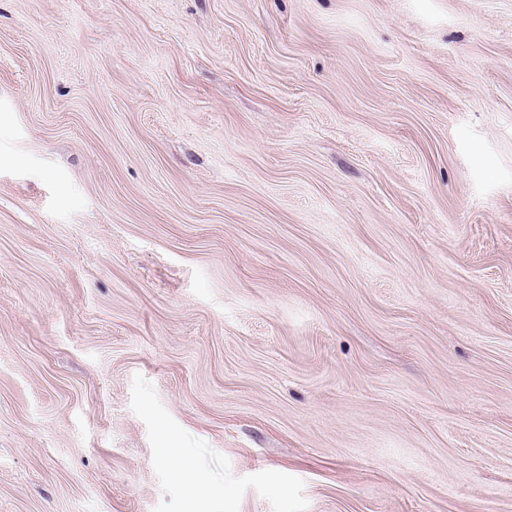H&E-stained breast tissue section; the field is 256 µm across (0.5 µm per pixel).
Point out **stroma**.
I'll return each instance as SVG.
<instances>
[{"instance_id": "1", "label": "stroma", "mask_w": 512, "mask_h": 512, "mask_svg": "<svg viewBox=\"0 0 512 512\" xmlns=\"http://www.w3.org/2000/svg\"><path fill=\"white\" fill-rule=\"evenodd\" d=\"M0 512H512V0H0Z\"/></svg>"}]
</instances>
